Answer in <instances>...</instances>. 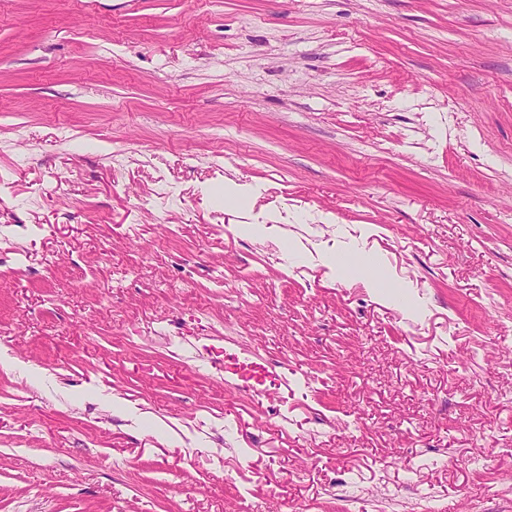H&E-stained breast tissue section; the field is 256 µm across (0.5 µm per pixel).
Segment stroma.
Wrapping results in <instances>:
<instances>
[{
	"label": "stroma",
	"instance_id": "stroma-1",
	"mask_svg": "<svg viewBox=\"0 0 512 512\" xmlns=\"http://www.w3.org/2000/svg\"><path fill=\"white\" fill-rule=\"evenodd\" d=\"M0 512H512V0H0Z\"/></svg>",
	"mask_w": 512,
	"mask_h": 512
}]
</instances>
